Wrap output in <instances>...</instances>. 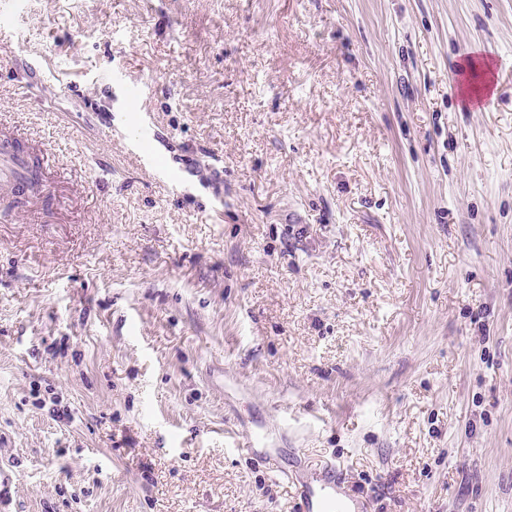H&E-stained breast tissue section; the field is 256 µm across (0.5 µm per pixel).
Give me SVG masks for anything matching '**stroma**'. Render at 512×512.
Instances as JSON below:
<instances>
[{"label":"stroma","mask_w":512,"mask_h":512,"mask_svg":"<svg viewBox=\"0 0 512 512\" xmlns=\"http://www.w3.org/2000/svg\"><path fill=\"white\" fill-rule=\"evenodd\" d=\"M15 133L0 512H512V0H0ZM43 177L39 165L31 162L26 154L20 152L13 140L0 141V185L19 189L32 181L42 182ZM324 484L305 486L301 491L297 512H358V499L330 469L324 474Z\"/></svg>","instance_id":"stroma-1"}]
</instances>
